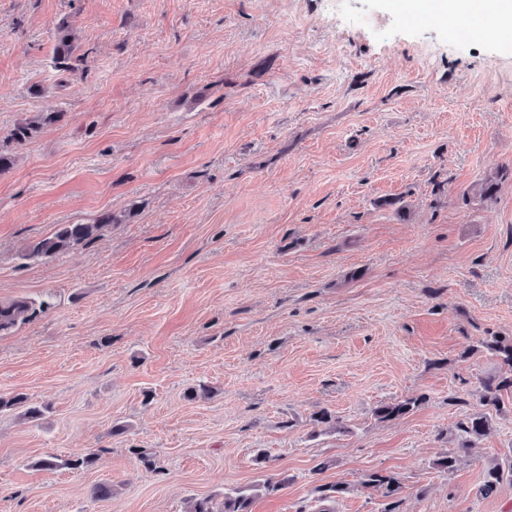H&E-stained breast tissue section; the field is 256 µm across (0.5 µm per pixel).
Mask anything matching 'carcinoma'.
Listing matches in <instances>:
<instances>
[{"mask_svg": "<svg viewBox=\"0 0 512 512\" xmlns=\"http://www.w3.org/2000/svg\"><path fill=\"white\" fill-rule=\"evenodd\" d=\"M77 46L74 44L72 34L65 24L58 27V39L55 48L54 59L58 67L66 72H75L78 67L71 61L86 62L85 57L75 56ZM58 119V113H41L34 121L18 125L10 135V140L22 143L34 136L38 130L52 124ZM512 180V167L502 166L496 172L474 184L464 195L488 201L496 196L501 183ZM123 220L111 213L101 215L92 224H62L52 234L43 239L26 254V258L37 261L42 258H51L57 254L72 249L85 242H89L104 236L105 232L112 229V225L121 224ZM49 303L43 301L36 303L31 299H16L0 302V334L9 333L20 323H24L35 317L37 313L45 310ZM479 346L485 349L497 362L499 373L482 379L479 382V403L485 412L460 423L459 430L463 439L457 451L439 458L436 467L440 470L454 471L462 458L471 454L477 447L478 441L487 434L492 425L491 411H501L503 396L512 392V336H486L479 341ZM26 398L15 395L6 398L0 395V413L11 411L19 407H25L23 416L28 420H36L43 414V409L37 406H24ZM418 404L416 399L389 402L381 404L374 409V415L380 421L397 419L413 410ZM95 462V456L89 454L76 458H64L60 455L49 453L34 462L35 467L41 470L80 469L88 468ZM512 482V463L503 466L495 464L484 471V488L493 490L504 481ZM362 487L370 490H380L384 497L391 499L387 503L384 512H396L397 502L394 498L402 492V486L398 480L390 475L372 472L366 475ZM254 494L249 488H236L224 493L220 506H214L213 499L201 498L192 501L188 512H250V506Z\"/></svg>", "mask_w": 512, "mask_h": 512, "instance_id": "cac0c4a2", "label": "carcinoma"}]
</instances>
